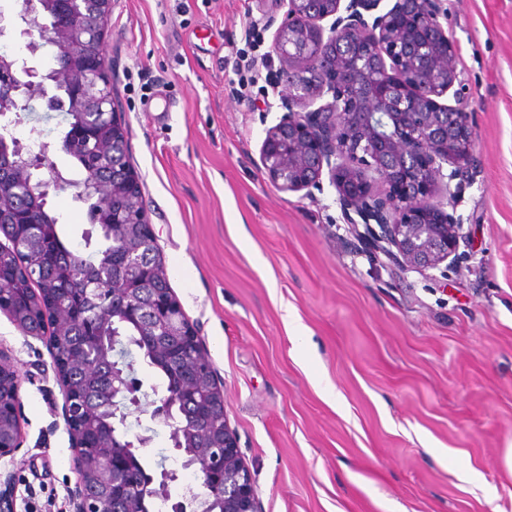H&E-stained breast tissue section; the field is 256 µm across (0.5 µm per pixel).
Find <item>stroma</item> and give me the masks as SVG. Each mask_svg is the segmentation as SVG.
Here are the masks:
<instances>
[{
	"mask_svg": "<svg viewBox=\"0 0 512 512\" xmlns=\"http://www.w3.org/2000/svg\"><path fill=\"white\" fill-rule=\"evenodd\" d=\"M443 6L477 142L456 200L467 241L447 272L426 275L363 253L329 181L288 192L264 173L260 147L284 112L271 45L286 6L112 0L103 38L128 162L259 512H512V0ZM241 50L262 74L243 102L229 91ZM143 71L163 84L141 89ZM5 119L51 143L68 129L38 95ZM47 201L69 245L101 248L87 203L68 190ZM0 342L20 381V449L0 460L12 512H71L73 444L50 349L1 311ZM127 424L128 438L149 439L143 468L166 459L182 500L197 474L167 422L143 407Z\"/></svg>",
	"mask_w": 512,
	"mask_h": 512,
	"instance_id": "35a3bbf8",
	"label": "stroma"
}]
</instances>
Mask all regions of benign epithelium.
Returning a JSON list of instances; mask_svg holds the SVG:
<instances>
[{
	"instance_id": "benign-epithelium-1",
	"label": "benign epithelium",
	"mask_w": 512,
	"mask_h": 512,
	"mask_svg": "<svg viewBox=\"0 0 512 512\" xmlns=\"http://www.w3.org/2000/svg\"><path fill=\"white\" fill-rule=\"evenodd\" d=\"M347 5H342V2ZM287 19L277 29L272 53L282 63L277 85L287 112L266 130L260 147L265 173L281 189L300 192L317 187L323 175L336 188L361 250L419 272L439 270L459 259L464 238L455 200L468 177L476 146L472 113L465 111L464 80L455 43L441 18L442 0H395L384 13L367 20L380 0H282ZM110 0H99L96 13L83 0H62L52 23L37 32L50 48L45 71L25 68L29 81L17 89L28 95L38 88L50 108L72 110L69 97L56 88L53 59H70L78 80L77 95L101 118L115 113L100 33ZM416 15L418 30L395 25L394 17ZM333 19L329 28L322 22ZM452 95L455 104L439 102ZM45 147L27 169L47 170L44 188L66 189L70 183L49 160ZM452 206L446 210V206ZM150 337L195 336L172 307L148 328ZM11 390L20 403L17 369L0 357V390ZM110 448L93 455L75 449L72 512H103L83 493L87 478L112 486L124 475L112 464ZM196 466V498H217L224 512H258L253 475L243 463L235 433L224 425V447L179 449ZM224 466V487L211 480ZM148 485L171 497L177 475L168 470Z\"/></svg>"
}]
</instances>
